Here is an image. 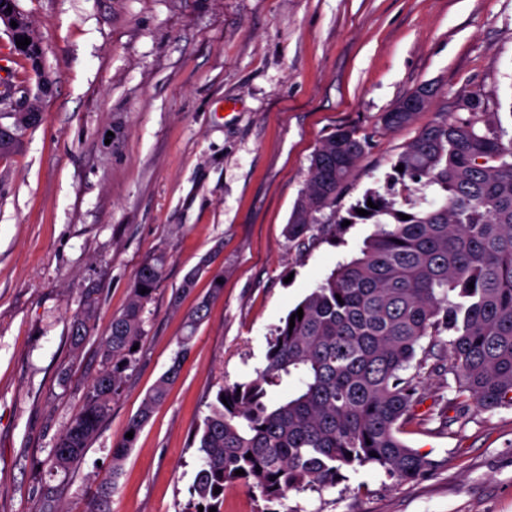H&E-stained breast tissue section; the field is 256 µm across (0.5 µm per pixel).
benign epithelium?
Masks as SVG:
<instances>
[{
  "label": "benign epithelium",
  "mask_w": 512,
  "mask_h": 512,
  "mask_svg": "<svg viewBox=\"0 0 512 512\" xmlns=\"http://www.w3.org/2000/svg\"><path fill=\"white\" fill-rule=\"evenodd\" d=\"M12 11H7V8ZM16 22L17 27H12L11 22ZM0 27L4 28L14 51L21 56L30 57V66L37 76V92L25 88L20 98H15L17 90L12 87L0 86V112H35L37 111L36 99L40 97L51 83L50 77L42 68L43 47L42 43L30 33V23L19 11L16 0H0ZM27 37L30 44L22 48L16 45V40Z\"/></svg>",
  "instance_id": "1"
}]
</instances>
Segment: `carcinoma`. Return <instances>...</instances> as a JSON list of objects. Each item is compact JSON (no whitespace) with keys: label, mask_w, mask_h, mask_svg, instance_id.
Here are the masks:
<instances>
[{"label":"carcinoma","mask_w":512,"mask_h":512,"mask_svg":"<svg viewBox=\"0 0 512 512\" xmlns=\"http://www.w3.org/2000/svg\"><path fill=\"white\" fill-rule=\"evenodd\" d=\"M400 106L383 113V127L405 125L417 115ZM465 107V118L421 128L398 156L404 170L387 179L408 194L430 187L432 201L403 220L394 201L366 193L350 211L351 223L374 225L361 256L338 264L298 304L302 319L277 329L254 378L220 387L204 419L203 463L182 512H223L224 491L233 485L260 497V512H280L290 492L334 487L357 467L382 469L399 483L423 476L430 462L399 434L420 399L418 377L405 371L426 337L428 351L447 352L460 390L479 407L512 402V137L479 98H468ZM12 118L13 129L0 126L1 155L41 115L28 123L18 112ZM368 146V136L345 128L321 142L288 222V239L303 242L309 232L336 229L317 214L335 206ZM369 200L377 208L368 207ZM359 209L368 215L357 214ZM166 261V253L157 251L141 262L126 307L99 337L102 369L57 439L53 468L68 472L77 466L109 417L132 366V348L145 336L143 315ZM206 310L204 301L192 309L189 334L127 431L138 434L165 400ZM96 315L89 292L69 319L73 354ZM444 332L446 341L439 339ZM292 379L299 386L290 392ZM282 389L281 399L269 400ZM133 443L124 438L112 448V474ZM238 469L245 474H235ZM216 487L221 493H214ZM113 492V480L97 483L86 512H112Z\"/></svg>","instance_id":"obj_1"}]
</instances>
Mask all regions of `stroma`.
<instances>
[{
    "label": "stroma",
    "mask_w": 512,
    "mask_h": 512,
    "mask_svg": "<svg viewBox=\"0 0 512 512\" xmlns=\"http://www.w3.org/2000/svg\"><path fill=\"white\" fill-rule=\"evenodd\" d=\"M42 41L52 88L43 119L0 156V512H84L114 477L112 512H181L201 467L193 441L225 383L265 361L270 339L373 227L349 210L424 126L478 96L512 122V0H17ZM423 85L429 107L380 118ZM370 144L332 234L289 241L320 141ZM168 255L121 395L79 466L52 469L56 441L101 368L98 338L124 309L140 262ZM197 278L183 284L189 272ZM222 286L213 289L214 276ZM95 328L68 336L86 289ZM207 301L195 332L185 320ZM190 350L166 400L113 472L111 450L146 392ZM67 383H60L61 371ZM425 392L402 441L433 463L397 483L373 467L290 512H512V406L478 409L448 362L411 364ZM58 494L46 502L44 489ZM419 90L424 91L427 94L428 100L433 96V89L431 87L429 88L428 86H421L417 88L414 92ZM413 93L411 92L405 95L395 104V106L392 109H390L388 112L383 113L381 117V123L383 127L395 128L405 125L411 122L417 115V113L422 112L427 107V105H425L423 106V108L414 112H398L401 104Z\"/></svg>",
    "instance_id": "1"
}]
</instances>
